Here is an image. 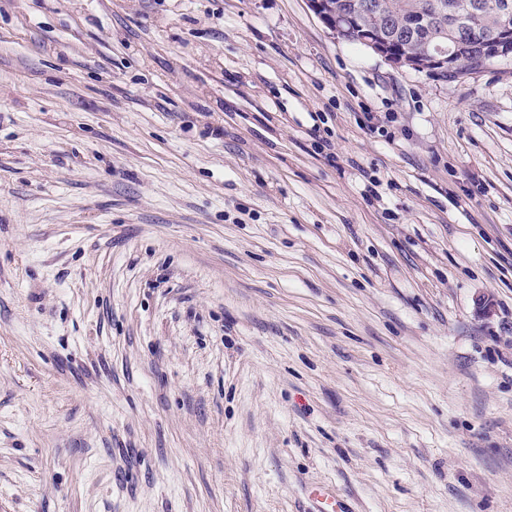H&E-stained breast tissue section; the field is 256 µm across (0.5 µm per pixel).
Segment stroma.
Instances as JSON below:
<instances>
[{
	"mask_svg": "<svg viewBox=\"0 0 512 512\" xmlns=\"http://www.w3.org/2000/svg\"><path fill=\"white\" fill-rule=\"evenodd\" d=\"M315 485L512 512V57L399 68L307 0H0V512ZM324 0H308L313 13L325 24L338 38L344 39L346 34L356 26V14L345 13L328 14L324 11Z\"/></svg>",
	"mask_w": 512,
	"mask_h": 512,
	"instance_id": "obj_1",
	"label": "stroma"
}]
</instances>
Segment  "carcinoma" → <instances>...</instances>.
Instances as JSON below:
<instances>
[{
  "instance_id": "1",
  "label": "carcinoma",
  "mask_w": 512,
  "mask_h": 512,
  "mask_svg": "<svg viewBox=\"0 0 512 512\" xmlns=\"http://www.w3.org/2000/svg\"><path fill=\"white\" fill-rule=\"evenodd\" d=\"M465 0H381L383 15L376 19H364L362 24L370 26L393 39V45L402 46L417 53L430 42L443 40L458 48L468 59L459 71L450 76L459 77L478 73L491 65L495 58L481 57L473 45L481 40L498 36L504 29H512V0H477L479 13L462 18H449L446 26L438 27L436 14L439 2Z\"/></svg>"
}]
</instances>
